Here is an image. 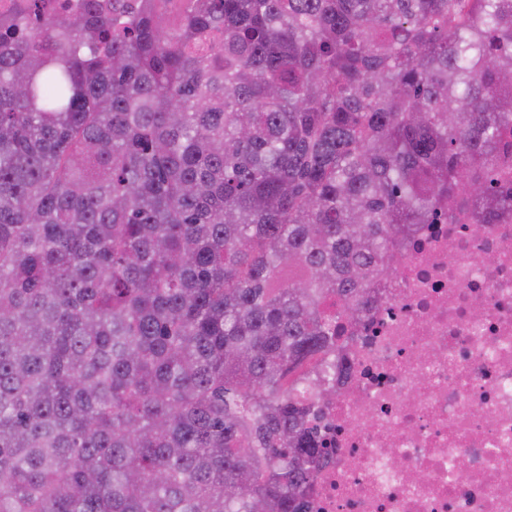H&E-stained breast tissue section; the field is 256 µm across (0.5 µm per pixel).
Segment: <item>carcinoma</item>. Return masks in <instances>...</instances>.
Here are the masks:
<instances>
[{"mask_svg": "<svg viewBox=\"0 0 512 512\" xmlns=\"http://www.w3.org/2000/svg\"><path fill=\"white\" fill-rule=\"evenodd\" d=\"M511 136L512 0H11L0 512H307L308 370Z\"/></svg>", "mask_w": 512, "mask_h": 512, "instance_id": "carcinoma-1", "label": "carcinoma"}]
</instances>
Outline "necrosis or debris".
<instances>
[{"mask_svg": "<svg viewBox=\"0 0 512 512\" xmlns=\"http://www.w3.org/2000/svg\"><path fill=\"white\" fill-rule=\"evenodd\" d=\"M378 294L339 330L308 512H512V216L422 225Z\"/></svg>", "mask_w": 512, "mask_h": 512, "instance_id": "necrosis-or-debris-1", "label": "necrosis or debris"}]
</instances>
